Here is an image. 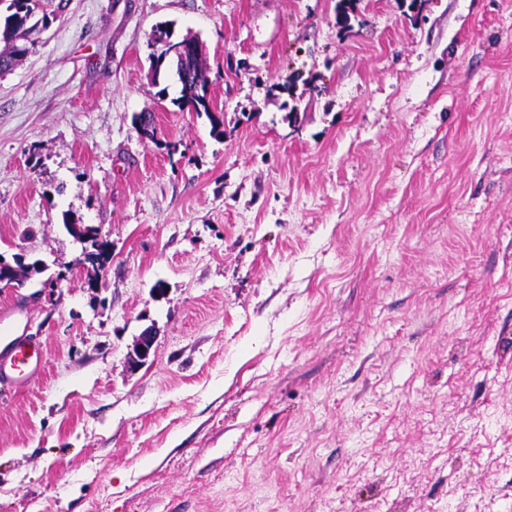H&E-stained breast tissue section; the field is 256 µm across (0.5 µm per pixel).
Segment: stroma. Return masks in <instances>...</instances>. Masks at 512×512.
Wrapping results in <instances>:
<instances>
[{"label":"stroma","mask_w":512,"mask_h":512,"mask_svg":"<svg viewBox=\"0 0 512 512\" xmlns=\"http://www.w3.org/2000/svg\"><path fill=\"white\" fill-rule=\"evenodd\" d=\"M353 2L69 0L0 74V512H512V0ZM152 46L154 49V58L156 61L157 56L164 51L165 54L163 56V59L170 58L171 60H174L176 58L183 59L186 54L189 52H195L196 47L195 44L184 41L182 43H175V41H172L171 39L167 40L165 37H161L160 33L154 32L152 36ZM175 72L179 75L177 81L180 85L179 96L172 102L179 110L187 109L197 114L204 113L208 118L213 133L223 135V119L217 114L210 103L208 96L209 82L204 67V58H188L180 67L177 65ZM43 366L39 346L26 336H15L0 350V385L26 386Z\"/></svg>","instance_id":"35a3bbf8"}]
</instances>
